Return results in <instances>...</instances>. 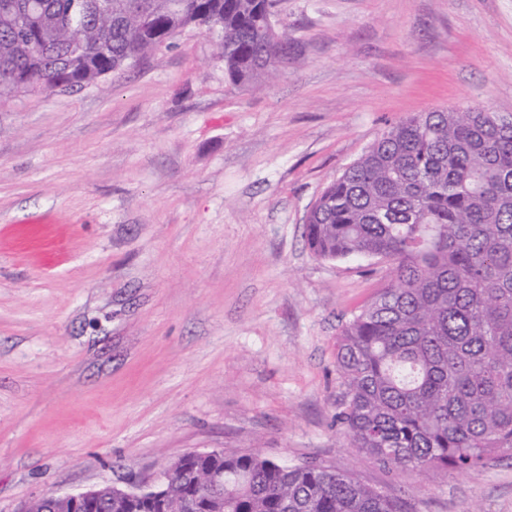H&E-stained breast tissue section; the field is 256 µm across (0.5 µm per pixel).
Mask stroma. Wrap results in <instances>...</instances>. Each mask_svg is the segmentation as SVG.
Returning <instances> with one entry per match:
<instances>
[{"mask_svg": "<svg viewBox=\"0 0 512 512\" xmlns=\"http://www.w3.org/2000/svg\"><path fill=\"white\" fill-rule=\"evenodd\" d=\"M234 85L195 28L85 88L0 102V512L186 452L353 471L408 512H512V459L395 468L336 424V339L387 281L306 215L416 112L512 113V0H277Z\"/></svg>", "mask_w": 512, "mask_h": 512, "instance_id": "obj_1", "label": "stroma"}]
</instances>
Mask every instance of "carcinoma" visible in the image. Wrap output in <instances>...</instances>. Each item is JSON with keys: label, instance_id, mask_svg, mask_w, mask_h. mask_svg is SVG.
<instances>
[{"label": "carcinoma", "instance_id": "1", "mask_svg": "<svg viewBox=\"0 0 512 512\" xmlns=\"http://www.w3.org/2000/svg\"><path fill=\"white\" fill-rule=\"evenodd\" d=\"M274 0H0V99L85 87L195 27L229 79L257 86L287 54ZM151 19L143 30L139 19ZM322 259H377L390 278L342 329L336 423L395 467L467 470L512 458V114L417 112L308 212ZM224 471V512H403L350 471L256 453L189 456L176 488Z\"/></svg>", "mask_w": 512, "mask_h": 512}]
</instances>
